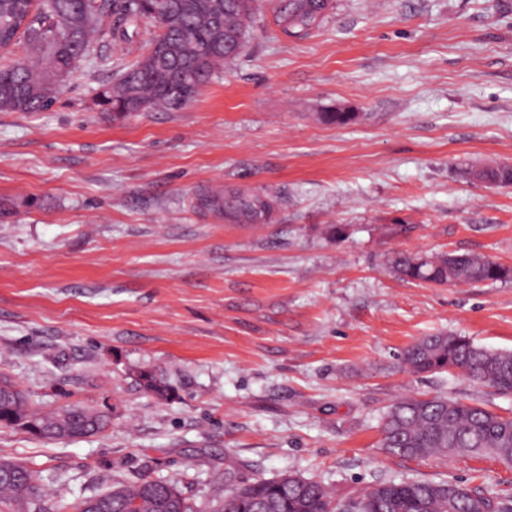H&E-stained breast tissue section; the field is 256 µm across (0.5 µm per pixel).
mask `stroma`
I'll return each instance as SVG.
<instances>
[{
  "instance_id": "stroma-1",
  "label": "stroma",
  "mask_w": 512,
  "mask_h": 512,
  "mask_svg": "<svg viewBox=\"0 0 512 512\" xmlns=\"http://www.w3.org/2000/svg\"><path fill=\"white\" fill-rule=\"evenodd\" d=\"M99 42L48 110L0 112V375L42 406L106 411L108 427L44 442L0 430V457L40 472L57 512L104 480L180 482L208 506L236 481L300 473L340 499L380 480L459 481L512 498L481 455L386 454L380 423L407 395L512 394L417 375L403 350L438 332L512 350V280L399 278L391 252H471L512 267V0H338L296 41L258 0L243 54L178 110L112 119L103 84L149 46ZM355 113L343 126L320 115ZM271 186L272 224L192 208L213 184ZM161 371L160 399L138 384ZM65 482H51L55 473ZM463 174L470 179L479 180L483 182L496 183L500 186L512 185V172L504 167H500L495 163L483 166L481 171L474 174V167H466L463 169Z\"/></svg>"
}]
</instances>
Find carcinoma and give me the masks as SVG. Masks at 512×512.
I'll list each match as a JSON object with an SVG mask.
<instances>
[{"instance_id":"cac0c4a2","label":"carcinoma","mask_w":512,"mask_h":512,"mask_svg":"<svg viewBox=\"0 0 512 512\" xmlns=\"http://www.w3.org/2000/svg\"><path fill=\"white\" fill-rule=\"evenodd\" d=\"M256 0H0V51L19 43L26 56L0 66V112H42L51 107L74 77L77 64L105 37L120 48L135 43L143 23L156 33L145 52L118 71L99 96L112 119L135 112L180 109L239 56L246 47ZM335 0H272L282 34L309 37ZM463 174L474 180L512 185V172L494 163ZM285 202L268 187L204 189L194 207L232 224L249 216L271 223ZM393 271L410 281L472 285L512 279V268L469 253L422 255L403 251L390 258ZM402 364L415 374L450 372L512 393V351L492 350L454 334L425 337L408 346ZM0 429H18L54 441L51 428L70 425L73 435L102 432L106 413L69 404L38 410L23 390L6 378L0 385ZM146 391L166 398L170 385L158 371L147 373ZM381 447L389 454L421 459L444 454H491L512 464V416L480 402L441 395L405 396L387 410ZM0 512H54L40 475L29 465L0 458ZM73 512H194L175 481L143 472L132 482L112 481L105 492L80 498ZM212 512H512L511 502L494 503L461 482L378 481L359 497L336 502L321 482L299 474L258 478L224 489Z\"/></svg>"}]
</instances>
